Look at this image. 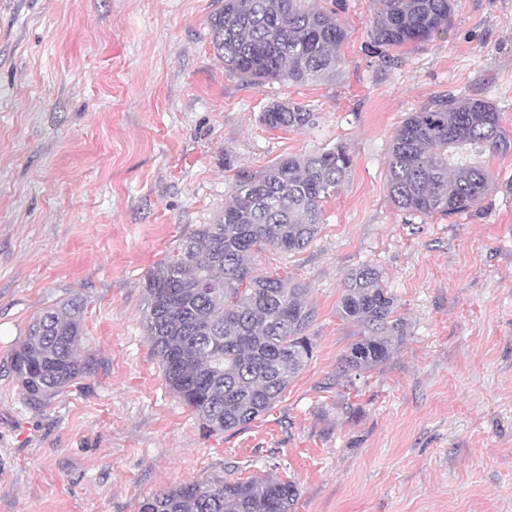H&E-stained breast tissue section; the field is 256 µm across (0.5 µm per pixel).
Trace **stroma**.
Wrapping results in <instances>:
<instances>
[{
  "mask_svg": "<svg viewBox=\"0 0 512 512\" xmlns=\"http://www.w3.org/2000/svg\"><path fill=\"white\" fill-rule=\"evenodd\" d=\"M313 2L345 25L342 76L256 87L214 52L216 0H0V512H138L255 475L295 481L293 512H512V151L489 157L471 213L408 216L387 188L395 128L435 97L493 102L512 136V0H452L448 34L384 72L370 0ZM274 102L318 127L267 129ZM339 142L352 171L312 244L252 261L310 284L313 357L268 413L205 435L151 354L144 278L213 222L239 169ZM365 264L408 328L346 390L331 380L359 328L336 306ZM74 296L91 366L31 403L10 353Z\"/></svg>",
  "mask_w": 512,
  "mask_h": 512,
  "instance_id": "stroma-1",
  "label": "stroma"
}]
</instances>
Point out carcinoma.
<instances>
[{
  "mask_svg": "<svg viewBox=\"0 0 512 512\" xmlns=\"http://www.w3.org/2000/svg\"><path fill=\"white\" fill-rule=\"evenodd\" d=\"M308 0H221L210 18L211 43L226 74L254 86L330 81L343 68L344 24L333 9ZM370 54L381 68L396 49L448 33L451 0H372ZM259 121L273 130L313 128L319 113L273 103ZM512 150L497 107L482 98L444 94L411 112L392 135L389 199L407 215L468 213L486 199L493 175L486 158ZM352 167L346 145L283 157L260 170L236 172L224 207L200 224L144 279L145 328L152 356L170 389L203 431L235 430L269 411L313 357L311 288L288 277L255 275L253 256L307 248ZM86 304L76 297L33 318L10 365L32 401L47 400L89 369L77 357ZM360 328L332 384L387 361L406 336L381 272L351 271L336 308ZM296 482L254 476L245 481L190 482L144 497L138 512H291Z\"/></svg>",
  "mask_w": 512,
  "mask_h": 512,
  "instance_id": "1",
  "label": "carcinoma"
}]
</instances>
